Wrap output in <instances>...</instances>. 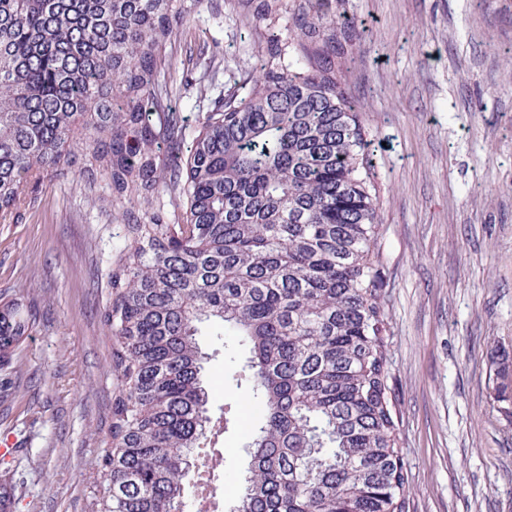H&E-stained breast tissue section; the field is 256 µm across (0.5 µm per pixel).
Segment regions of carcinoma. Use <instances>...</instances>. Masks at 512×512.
<instances>
[{
  "instance_id": "cac0c4a2",
  "label": "carcinoma",
  "mask_w": 512,
  "mask_h": 512,
  "mask_svg": "<svg viewBox=\"0 0 512 512\" xmlns=\"http://www.w3.org/2000/svg\"><path fill=\"white\" fill-rule=\"evenodd\" d=\"M288 15L293 34H278ZM258 63L194 129L165 76L183 0H0V219L75 164L128 226L103 321L121 391L94 512H182L217 482L199 324L260 413L230 512H410L388 384L378 177L346 0H263ZM219 52L194 79L207 96ZM69 143L77 150H64ZM181 210L165 218L163 198ZM33 324L0 305V361ZM493 402L512 354L491 352Z\"/></svg>"
}]
</instances>
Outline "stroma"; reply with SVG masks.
<instances>
[{
  "label": "stroma",
  "instance_id": "35a3bbf8",
  "mask_svg": "<svg viewBox=\"0 0 512 512\" xmlns=\"http://www.w3.org/2000/svg\"><path fill=\"white\" fill-rule=\"evenodd\" d=\"M173 106L200 112L257 62L258 21L237 0H185ZM364 33L351 95L365 109L379 172L378 246L388 293L389 386L409 476L410 512H512V419L493 406L490 352H512V0H347ZM36 202L0 223V303L33 327L0 364V457L8 512H93L94 481L120 380L102 324L108 273L126 244L106 182L77 172L31 184ZM211 407L243 415L224 379L217 325L203 323ZM241 430L221 438L223 508L249 463Z\"/></svg>",
  "mask_w": 512,
  "mask_h": 512
}]
</instances>
